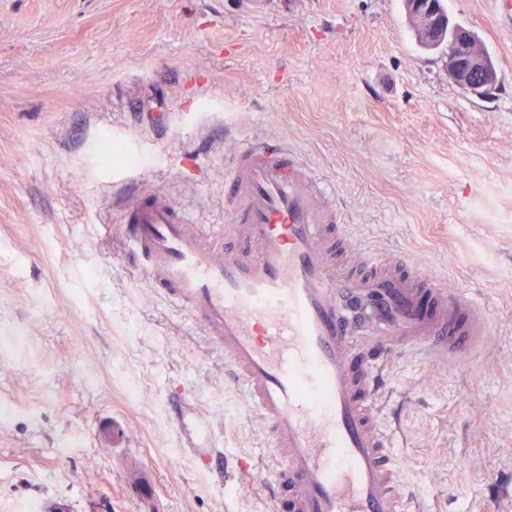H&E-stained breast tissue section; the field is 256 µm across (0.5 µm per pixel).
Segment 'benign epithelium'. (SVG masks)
<instances>
[{
    "label": "benign epithelium",
    "mask_w": 512,
    "mask_h": 512,
    "mask_svg": "<svg viewBox=\"0 0 512 512\" xmlns=\"http://www.w3.org/2000/svg\"><path fill=\"white\" fill-rule=\"evenodd\" d=\"M410 28L422 49L442 51L448 79L462 91L484 96L495 88L498 71L474 31L451 25L444 0H405Z\"/></svg>",
    "instance_id": "7a95c632"
}]
</instances>
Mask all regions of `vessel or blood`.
<instances>
[{"mask_svg":"<svg viewBox=\"0 0 512 512\" xmlns=\"http://www.w3.org/2000/svg\"><path fill=\"white\" fill-rule=\"evenodd\" d=\"M224 206L227 224H195L144 190L124 236L155 295L223 354L267 441L272 512H420L383 424L386 369L420 350L473 359L489 312L409 258L360 247L334 184L285 140H239ZM208 431L197 423L202 468L254 469L252 456L216 454Z\"/></svg>","mask_w":512,"mask_h":512,"instance_id":"vessel-or-blood-1","label":"vessel or blood"}]
</instances>
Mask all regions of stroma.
<instances>
[{"label": "stroma", "mask_w": 512, "mask_h": 512, "mask_svg": "<svg viewBox=\"0 0 512 512\" xmlns=\"http://www.w3.org/2000/svg\"><path fill=\"white\" fill-rule=\"evenodd\" d=\"M446 7L495 60L485 97L403 0H0V512H270L262 473L221 482L172 421L178 379L214 447L267 459L122 241L138 186L224 223L241 136L293 141L348 236L485 303L486 352L395 360L386 410L426 512H512V35L493 0Z\"/></svg>", "instance_id": "35a3bbf8"}]
</instances>
